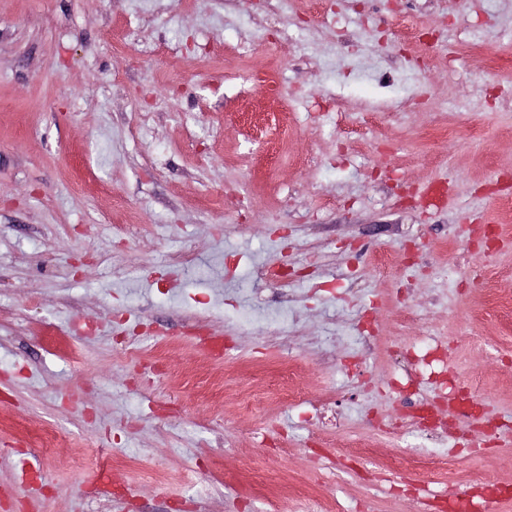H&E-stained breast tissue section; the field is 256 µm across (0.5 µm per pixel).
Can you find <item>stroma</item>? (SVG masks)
<instances>
[{"instance_id":"obj_1","label":"stroma","mask_w":512,"mask_h":512,"mask_svg":"<svg viewBox=\"0 0 512 512\" xmlns=\"http://www.w3.org/2000/svg\"><path fill=\"white\" fill-rule=\"evenodd\" d=\"M511 175L512 0H0V512H434L512 484ZM427 335L503 429L455 426L456 468L396 495L382 465L437 451L388 386ZM108 460L128 496L94 492ZM288 368L285 378L280 385L279 395L288 402H304L306 400V391L303 383L296 379L294 372L290 369V362L285 363ZM465 496H467L472 502H480L484 499H493L501 504L510 496L512 499V489L510 494L509 490L503 489L496 482H486L481 480L473 481L467 495H464V492H460L454 497V499L458 502L461 509L466 510L463 512H474L467 511L468 505Z\"/></svg>"}]
</instances>
